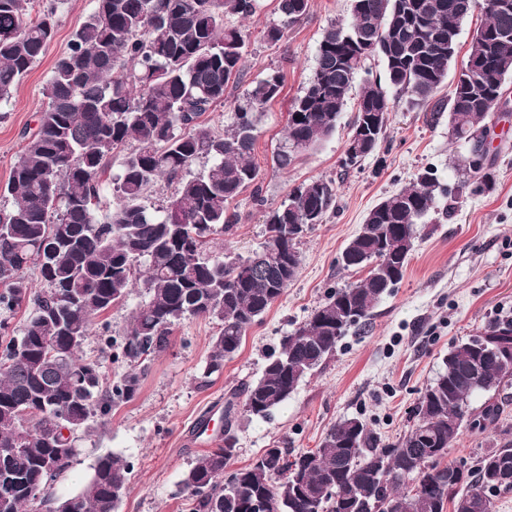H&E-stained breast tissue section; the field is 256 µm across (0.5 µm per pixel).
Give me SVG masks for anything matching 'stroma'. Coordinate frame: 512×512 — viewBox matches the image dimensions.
<instances>
[{
    "mask_svg": "<svg viewBox=\"0 0 512 512\" xmlns=\"http://www.w3.org/2000/svg\"><path fill=\"white\" fill-rule=\"evenodd\" d=\"M351 4L310 0L305 18L276 44L268 43L263 32L281 19L278 0H260L257 14L247 21L226 16V24L250 36L246 82L278 67L285 79L280 97L261 117L252 154L265 204L255 205L251 191L240 194L235 204L241 221L232 233L212 237L210 255L246 258L259 251L267 238V210L279 206L297 186L318 179L332 182L334 206L303 236L295 279L248 331L239 353L223 370L204 374L216 322L194 318L176 323L167 348L146 361L137 397L78 435V454L56 482V494L78 492L96 459L110 454L134 466L131 490L118 512H188L179 486L203 451L198 423L210 420L212 429L221 431L230 390L258 378L284 336L304 323L332 291L357 280L355 271L343 269L340 256L367 212L426 171L451 192L467 179V145L450 142L447 122L431 123L424 106L411 103L408 94L393 87L388 95L394 110L384 139L373 153L343 167L361 88L367 77L384 73L378 59L368 61L358 74L335 133L304 152L288 171L273 168L272 152L291 105L314 70L323 33L331 24L350 20ZM92 8V0H30L31 15L52 12L55 37L15 85L9 103L0 106V187L25 146L22 130H35L47 106L46 85L54 63ZM506 97L508 108L495 110L488 120L493 188L463 195L452 213L439 208L429 213L403 280L375 306L369 328L350 329L335 354L270 417H246L236 425V466L250 464L280 442L297 451L317 448L326 430L343 418H359L383 442H396L412 423L420 390L441 370L448 352L494 319L512 318V79L506 83ZM147 298L145 288H134L124 305L97 319L83 344L82 357L100 363L107 380L120 378L127 366L104 351L101 334L123 332L131 311ZM497 401L499 420L482 432L463 430L449 461L473 459L479 448L512 444V385Z\"/></svg>",
    "mask_w": 512,
    "mask_h": 512,
    "instance_id": "1",
    "label": "stroma"
}]
</instances>
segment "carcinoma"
<instances>
[{
    "label": "carcinoma",
    "mask_w": 512,
    "mask_h": 512,
    "mask_svg": "<svg viewBox=\"0 0 512 512\" xmlns=\"http://www.w3.org/2000/svg\"><path fill=\"white\" fill-rule=\"evenodd\" d=\"M502 0H352L351 19L333 23L319 43L316 66L288 111L287 134L272 154L286 170L297 156L336 130L354 81L378 57L388 84L430 112L448 118L450 138L486 156L474 132L506 103L512 77V6ZM30 0H0V103L44 53L55 35L52 14L31 18ZM482 6L485 21L473 34L448 99L439 97L456 54L463 20ZM309 0H279L280 23L263 33L276 43L307 13ZM258 0H94L58 58L47 86L48 103L26 140L4 187L11 197L0 211V512H116L130 483L131 465L112 455L97 459L81 490L60 498L52 489L76 455V435L95 417L138 394L150 356L163 350L171 327L205 317L218 322L205 376L220 372L238 353L247 331L296 276L300 238L279 250L283 225L307 231L333 204L330 181L299 186L266 217L268 238L253 256L213 258L211 236L239 223L233 201L246 189L261 201L252 160L265 107L282 92L273 70L226 102L240 83L248 34L224 17H253ZM229 105L231 125L214 132L201 118ZM392 107L382 83L368 80L353 130L361 150L344 164L371 154L385 136ZM123 154L112 174V157ZM210 167L191 174L200 157ZM488 189L491 167L465 161ZM175 184L165 205L146 204L161 179ZM111 189L113 207L99 212ZM443 193L432 173L375 205L346 246L343 268L365 272L332 292L309 319L284 337L262 374L224 403V445L197 455L180 493L190 512H492L494 498L512 491V445L482 448L456 474L448 449L463 429L483 431L501 407L485 402L469 412L472 396L496 394L512 378V361L484 359L512 318L489 323L455 346L420 392L414 422L395 443L380 439L356 417L326 431L318 448H267L252 463L234 466L238 411L265 418L331 357L352 327L369 325L375 305L401 282L419 238V221ZM39 270L46 289L25 278ZM149 294L118 336L103 335L115 362L130 370L112 383L100 365L80 357L92 321L123 304L138 279ZM31 312L21 335L12 319Z\"/></svg>",
    "instance_id": "carcinoma-1"
}]
</instances>
